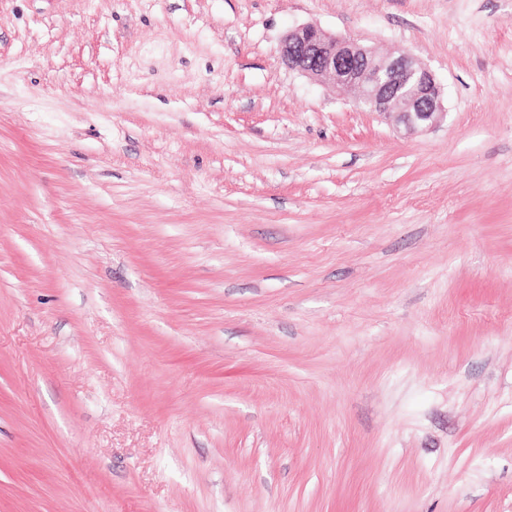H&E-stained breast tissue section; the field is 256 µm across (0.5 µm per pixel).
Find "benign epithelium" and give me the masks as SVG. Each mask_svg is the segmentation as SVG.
Segmentation results:
<instances>
[{
  "label": "benign epithelium",
  "instance_id": "1",
  "mask_svg": "<svg viewBox=\"0 0 512 512\" xmlns=\"http://www.w3.org/2000/svg\"><path fill=\"white\" fill-rule=\"evenodd\" d=\"M280 55L289 70L352 91L358 106L408 133L431 128L445 116L433 73L407 50L379 56L349 38L304 25L286 33Z\"/></svg>",
  "mask_w": 512,
  "mask_h": 512
}]
</instances>
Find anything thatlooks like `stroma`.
<instances>
[{
	"instance_id": "stroma-1",
	"label": "stroma",
	"mask_w": 512,
	"mask_h": 512,
	"mask_svg": "<svg viewBox=\"0 0 512 512\" xmlns=\"http://www.w3.org/2000/svg\"><path fill=\"white\" fill-rule=\"evenodd\" d=\"M0 512H512V0H0ZM280 55L289 70L352 91L358 106L408 133L436 126L447 114L433 73L407 50L379 56L349 38L304 25L286 33Z\"/></svg>"
}]
</instances>
